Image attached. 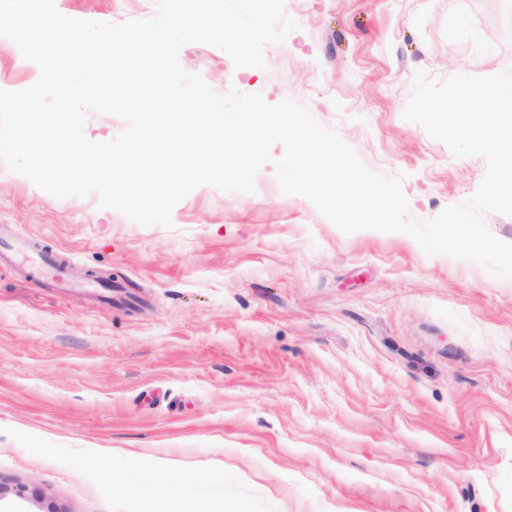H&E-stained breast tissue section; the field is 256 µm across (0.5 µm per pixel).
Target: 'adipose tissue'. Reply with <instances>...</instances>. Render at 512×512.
<instances>
[{
    "instance_id": "ef3b65f1",
    "label": "adipose tissue",
    "mask_w": 512,
    "mask_h": 512,
    "mask_svg": "<svg viewBox=\"0 0 512 512\" xmlns=\"http://www.w3.org/2000/svg\"><path fill=\"white\" fill-rule=\"evenodd\" d=\"M96 465L100 470L111 473L113 485L125 489L132 487L123 472L113 470L110 460L97 459ZM135 490L140 499L139 512H213L206 498L187 494L184 481L162 477L156 471L145 473L141 486Z\"/></svg>"
}]
</instances>
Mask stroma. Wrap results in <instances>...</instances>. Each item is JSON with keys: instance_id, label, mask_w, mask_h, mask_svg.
I'll list each match as a JSON object with an SVG mask.
<instances>
[{"instance_id": "35a3bbf8", "label": "stroma", "mask_w": 512, "mask_h": 512, "mask_svg": "<svg viewBox=\"0 0 512 512\" xmlns=\"http://www.w3.org/2000/svg\"><path fill=\"white\" fill-rule=\"evenodd\" d=\"M123 23L155 0H55ZM299 25L265 68L185 44L220 93L291 98L371 171L403 175L409 214L480 186L403 119L417 70L512 68V0H285ZM38 66L0 37V90ZM271 149L251 194L194 189L172 227L97 195L59 199L0 164V512H138L93 467L162 466L241 512H512V279L409 235L342 232L286 195ZM55 255L65 282L34 275Z\"/></svg>"}]
</instances>
